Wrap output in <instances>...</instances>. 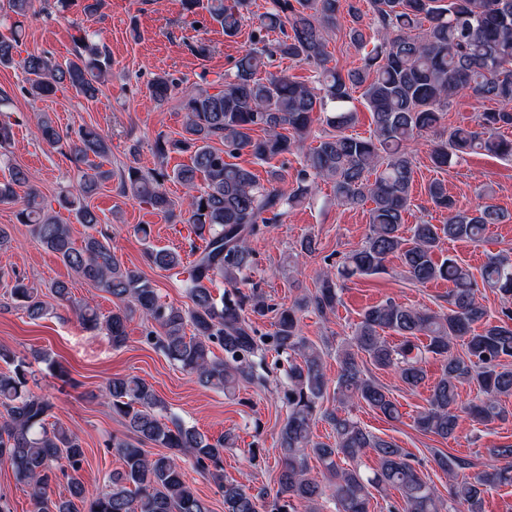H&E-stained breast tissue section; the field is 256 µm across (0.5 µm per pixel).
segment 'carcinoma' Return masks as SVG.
<instances>
[{
  "label": "carcinoma",
  "instance_id": "1",
  "mask_svg": "<svg viewBox=\"0 0 512 512\" xmlns=\"http://www.w3.org/2000/svg\"><path fill=\"white\" fill-rule=\"evenodd\" d=\"M34 2L7 0L16 20L9 34H0V67L22 69L28 76L27 93L35 99L67 89L88 100L97 98L112 62L102 38L83 27H73V57L64 62L45 51L20 56L21 19L33 10ZM181 4L189 16L206 11L228 38L238 35L248 10V0ZM343 19L351 41L374 42L364 65L345 73L326 67L328 32ZM275 32L281 37L269 39ZM252 41L253 48L212 93L204 88L180 92L166 73L156 74L148 86L155 105L175 98L184 112L179 137H160L154 144L161 158L171 152L190 155V164L172 173V179L187 189L180 202L166 192L165 174L148 175L132 165L118 175L104 168L110 139L96 128L83 127L73 139L47 116L37 123L42 141L78 166L75 191H62L55 199L77 223L90 228L100 224L89 200L116 175L122 194L170 217L177 211L188 214L187 222L203 241L194 261L184 264L173 250L146 251L155 268L184 276L187 306L162 300L150 280L117 258L107 236L89 234L76 246L69 225L52 206L37 200V189L24 169L12 167L0 182V201L12 200L25 189L27 201L17 213L18 223L29 225L40 246L75 276L116 300L114 309L103 315L73 300L67 282L52 285L58 301L78 310L84 328L105 334L112 345L122 346L127 323L137 315L148 326V340L168 359L200 386L226 394L261 382L268 352L285 359L287 415L278 438V489L273 495L264 489L252 493L242 482L225 479L224 447L232 435L215 438L166 418V406L153 387L135 376L113 377L104 390L112 411L126 420L129 430L108 443L122 468L108 475L106 489L88 486L81 474L85 449L80 438L48 422L50 403L28 388L31 363L1 348L0 361L10 369L0 372V465L11 468L30 487L36 512H211L186 478L185 457L217 483L224 512H297L300 507L319 512L323 498L335 503L336 512H370L372 491L391 489L402 501L400 507L391 506V512H442L443 494L421 476L410 453L362 427L349 412V406L364 403L388 419L399 416L390 392L364 374L366 359L378 368L397 371L410 388L425 381L426 355L441 359V374L427 406L415 418L423 433L446 440L456 433L464 415L483 423L506 417L500 398L512 395V368L504 364L512 360V261L492 256L477 278L455 258L436 259L446 239L482 242L488 226L501 223L502 212L493 205L461 209L448 197L444 183L434 180L427 195L435 207L448 211L446 222L415 224L406 236L404 216L412 199L413 144L439 124L448 100L458 92L493 100L497 108L480 113L474 128L451 129L432 150L435 167L441 169L452 158L473 152L512 157V139L501 135V130L512 127V0H271ZM274 55L319 67L317 85L284 73L258 77L264 58ZM358 88L372 114L373 130L367 137L347 133L356 119L347 104ZM330 103L333 111L328 112ZM320 112L326 113L331 132L303 156L290 192L279 187L284 180L279 171H270L262 183L251 169L232 161L242 151L260 162L290 153ZM257 130L264 136L254 137ZM217 141L224 148L214 146ZM320 181L332 183L339 207L371 202L369 229L361 245L344 256L336 271L325 273L318 288L300 294L288 307L269 303L256 287L242 291L238 282L253 265L250 238L312 196ZM393 255L416 283L453 284L448 312L393 301L368 307L349 342L336 350L340 370L333 382L324 371L323 348L301 334L300 313L311 309L325 316L334 311L337 280L379 274ZM218 277L229 286L219 297L213 291ZM481 286L500 295L502 317L490 319L477 301ZM10 296L31 319L47 312L38 290L19 276ZM266 319L270 329L258 332L255 323ZM478 323L483 329L477 333ZM386 332L400 336V343L390 344ZM422 337L426 342H420ZM216 348L223 356L216 355ZM332 382L336 405L329 408L323 403ZM465 384L478 388V401L461 399ZM318 419L330 426L333 441L315 439L312 427ZM146 444L165 452L152 454ZM367 453L377 460L369 474L356 464L340 466L341 458L354 462ZM312 458L322 472H311ZM434 461L448 474V501L465 512H483L488 489L512 485V445L496 449L494 460L471 478L457 479L460 471L471 467L465 458L438 453ZM59 475L67 479L68 499L54 500L48 494Z\"/></svg>",
  "mask_w": 512,
  "mask_h": 512
}]
</instances>
